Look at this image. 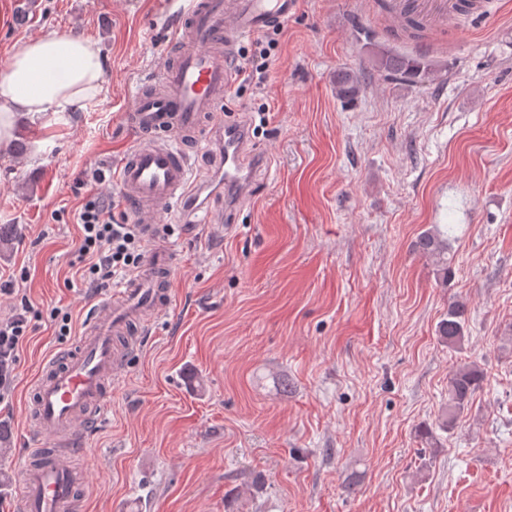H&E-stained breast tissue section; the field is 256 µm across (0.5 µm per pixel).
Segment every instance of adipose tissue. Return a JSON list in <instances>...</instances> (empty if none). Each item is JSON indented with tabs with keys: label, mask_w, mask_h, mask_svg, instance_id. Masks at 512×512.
<instances>
[{
	"label": "adipose tissue",
	"mask_w": 512,
	"mask_h": 512,
	"mask_svg": "<svg viewBox=\"0 0 512 512\" xmlns=\"http://www.w3.org/2000/svg\"><path fill=\"white\" fill-rule=\"evenodd\" d=\"M60 67L64 80L52 79ZM103 77L100 50L90 39L52 31L15 43L0 68V152L9 148L19 119L84 107L101 92Z\"/></svg>",
	"instance_id": "1"
}]
</instances>
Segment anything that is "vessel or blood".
Wrapping results in <instances>:
<instances>
[{
	"label": "vessel or blood",
	"mask_w": 512,
	"mask_h": 512,
	"mask_svg": "<svg viewBox=\"0 0 512 512\" xmlns=\"http://www.w3.org/2000/svg\"><path fill=\"white\" fill-rule=\"evenodd\" d=\"M428 21H445L457 0H413ZM297 0H183L168 52L153 79L137 92L127 120L138 139L118 167L116 186L148 236L156 218L193 198L204 224L218 223L207 196L254 182L237 129L224 127L221 107L234 80L233 51L239 39L287 22ZM223 132L216 170L200 184L189 180L188 146ZM168 252L153 250L124 287L100 297L73 349L43 358L35 398L27 411L40 448L26 449L16 471L21 512H76L75 458L92 444V429L107 406V388L122 361L117 345L133 327L145 328L174 302Z\"/></svg>",
	"instance_id": "vessel-or-blood-1"
}]
</instances>
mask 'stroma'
Listing matches in <instances>:
<instances>
[{
    "label": "stroma",
    "mask_w": 512,
    "mask_h": 512,
    "mask_svg": "<svg viewBox=\"0 0 512 512\" xmlns=\"http://www.w3.org/2000/svg\"><path fill=\"white\" fill-rule=\"evenodd\" d=\"M396 0H299L252 136L263 176L223 224L158 217L176 256L175 303L119 374L77 459L81 512H512V0H478L413 36ZM158 0H0V66L49 31L95 41L101 94L64 118L19 122L0 154V273L30 270L37 329L0 408V496L32 444L26 401L58 340L46 316L89 317L66 254L83 172L117 171L123 118L169 44ZM440 67L385 75L374 48ZM359 76L357 101L336 75ZM448 241L437 276L420 236ZM464 307L451 347L437 327ZM484 374L453 431L448 377Z\"/></svg>",
    "instance_id": "obj_1"
}]
</instances>
